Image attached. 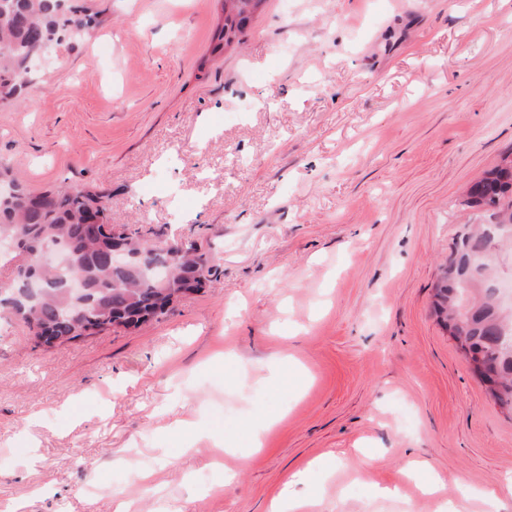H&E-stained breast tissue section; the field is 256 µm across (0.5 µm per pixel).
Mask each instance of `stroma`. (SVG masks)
<instances>
[{"instance_id":"obj_1","label":"stroma","mask_w":512,"mask_h":512,"mask_svg":"<svg viewBox=\"0 0 512 512\" xmlns=\"http://www.w3.org/2000/svg\"><path fill=\"white\" fill-rule=\"evenodd\" d=\"M91 5L0 108V163L103 187L111 223L217 272L51 348L0 312V512H267L286 487L310 512H512V412L434 310L463 193L512 151V0H266L221 54L216 0ZM329 451L318 492L288 486ZM339 463L340 459L334 453H328L318 459H314L291 476L288 486L307 483L317 472H323L324 474L334 473Z\"/></svg>"}]
</instances>
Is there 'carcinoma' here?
Segmentation results:
<instances>
[{
	"label": "carcinoma",
	"mask_w": 512,
	"mask_h": 512,
	"mask_svg": "<svg viewBox=\"0 0 512 512\" xmlns=\"http://www.w3.org/2000/svg\"><path fill=\"white\" fill-rule=\"evenodd\" d=\"M253 0H218L221 16L213 52H221L242 36L254 19ZM99 24L98 13L73 0H0V105L17 101L22 90L34 85L33 72L64 41L75 42ZM0 235L24 239L34 254L44 243L62 239L70 268L42 267L38 276L44 294L36 303L24 297L21 284L12 280L5 289L0 309L22 314L31 340L44 347L75 341L112 330L115 323L135 329L151 318L169 312L170 293L199 292L206 287L213 266L194 242H182L177 253L158 249L149 260L163 266L170 282L145 279L136 255L145 250V234L122 225L128 233L131 257L116 264L108 257L112 235L87 236L85 225L94 219L108 223L106 194L96 188L76 189L61 184L39 193L29 191L8 168L0 167ZM466 204L480 207L488 216L458 237L436 286L435 308L446 327L459 330L471 349L480 354L488 371L497 375L492 397L512 410V306L500 303L492 273L496 248L512 242V153L467 191ZM84 280L85 292L74 296L66 281Z\"/></svg>",
	"instance_id": "1"
}]
</instances>
